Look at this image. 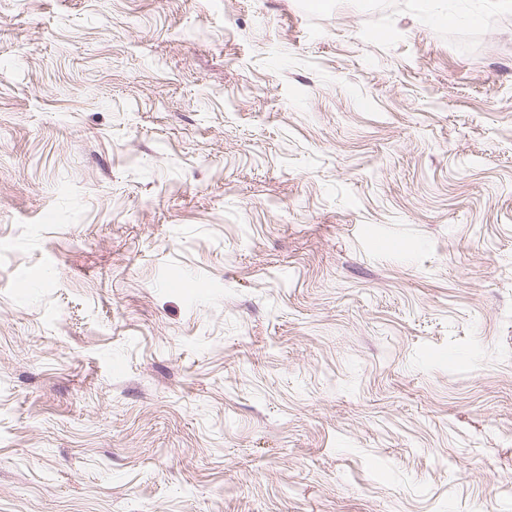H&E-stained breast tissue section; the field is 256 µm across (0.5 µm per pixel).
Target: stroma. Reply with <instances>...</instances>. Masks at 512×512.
Wrapping results in <instances>:
<instances>
[{
  "label": "stroma",
  "instance_id": "stroma-1",
  "mask_svg": "<svg viewBox=\"0 0 512 512\" xmlns=\"http://www.w3.org/2000/svg\"><path fill=\"white\" fill-rule=\"evenodd\" d=\"M0 0V512H512V8Z\"/></svg>",
  "mask_w": 512,
  "mask_h": 512
}]
</instances>
